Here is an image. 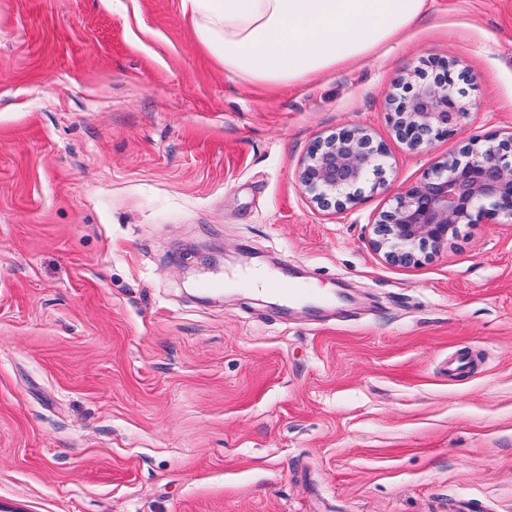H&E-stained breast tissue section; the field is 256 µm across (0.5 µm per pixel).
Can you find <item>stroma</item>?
<instances>
[{
    "label": "stroma",
    "instance_id": "stroma-1",
    "mask_svg": "<svg viewBox=\"0 0 512 512\" xmlns=\"http://www.w3.org/2000/svg\"><path fill=\"white\" fill-rule=\"evenodd\" d=\"M428 58L468 72L469 113L411 151L388 95ZM348 124L387 184L321 210L295 172ZM494 130L512 0H431L279 86L225 72L181 0H0V512H512V223L418 265L370 246Z\"/></svg>",
    "mask_w": 512,
    "mask_h": 512
}]
</instances>
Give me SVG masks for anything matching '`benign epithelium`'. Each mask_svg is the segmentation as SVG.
I'll return each mask as SVG.
<instances>
[{
    "label": "benign epithelium",
    "mask_w": 512,
    "mask_h": 512,
    "mask_svg": "<svg viewBox=\"0 0 512 512\" xmlns=\"http://www.w3.org/2000/svg\"><path fill=\"white\" fill-rule=\"evenodd\" d=\"M466 72L432 60L407 70L390 97L388 123L411 150L456 134L468 111ZM386 147L368 131L347 125L316 140L297 170V182L322 210L357 206L365 187L384 184ZM502 217L512 223V131L471 139L459 153L398 192L374 221L372 249L389 264L430 259L463 224Z\"/></svg>",
    "instance_id": "7a95c632"
}]
</instances>
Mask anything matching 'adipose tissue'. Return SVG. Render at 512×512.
I'll use <instances>...</instances> for the list:
<instances>
[{
    "mask_svg": "<svg viewBox=\"0 0 512 512\" xmlns=\"http://www.w3.org/2000/svg\"><path fill=\"white\" fill-rule=\"evenodd\" d=\"M429 0H182L226 72L295 84L376 53L428 10Z\"/></svg>",
    "mask_w": 512,
    "mask_h": 512,
    "instance_id": "obj_1",
    "label": "adipose tissue"
}]
</instances>
